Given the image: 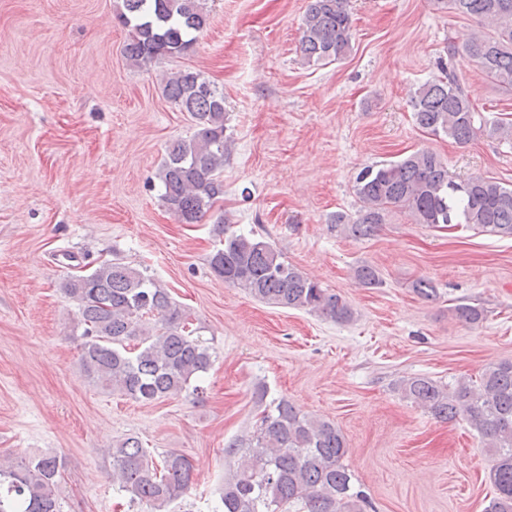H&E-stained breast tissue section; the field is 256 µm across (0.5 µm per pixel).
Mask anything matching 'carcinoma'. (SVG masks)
Segmentation results:
<instances>
[{"mask_svg":"<svg viewBox=\"0 0 512 512\" xmlns=\"http://www.w3.org/2000/svg\"><path fill=\"white\" fill-rule=\"evenodd\" d=\"M458 15L476 20L480 29L461 45L448 40V64L442 77L426 82L411 100L417 125L433 136L465 145L488 133L512 137V121H490L480 112L454 60L463 54L498 86L512 90V0H437ZM128 30L126 58L142 67L193 51L210 21L205 0H122L116 14ZM353 27L347 0H309L302 19L300 52L307 62L337 61L351 47ZM165 97L188 113L194 134L168 146L158 169L162 200L182 224H197L224 198V90L191 69L171 73ZM360 207L337 213L331 223L346 234L369 238L394 209L430 227L465 224L483 232L512 237V185L473 176L459 183L432 151L418 149L397 160L368 166L355 179ZM221 247L209 257L224 283L264 303L303 309L338 323L353 309L289 264L262 235L244 234L219 220ZM358 283L382 284L376 268L360 266ZM78 307L83 326L81 365L86 376L111 392L135 401L177 396L205 374L212 352L193 337L188 316L168 290L144 272L111 260L86 274H70L61 284ZM451 311L460 321L478 324L484 309L461 301ZM404 398L442 420L465 419L485 441L492 458L490 480L495 496L485 512H512V360L490 364L479 383L460 380L444 385L426 376L398 384ZM237 456L224 478L221 512H368L372 503L356 487L343 463L347 454L341 431L330 421L308 417L281 399L261 413L248 446L229 445ZM64 461L44 454L26 462L0 463V512H61L57 489ZM194 465L171 451L159 461L142 442L128 437L112 448V483L129 503L148 512H167L193 483Z\"/></svg>","mask_w":512,"mask_h":512,"instance_id":"1","label":"carcinoma"}]
</instances>
